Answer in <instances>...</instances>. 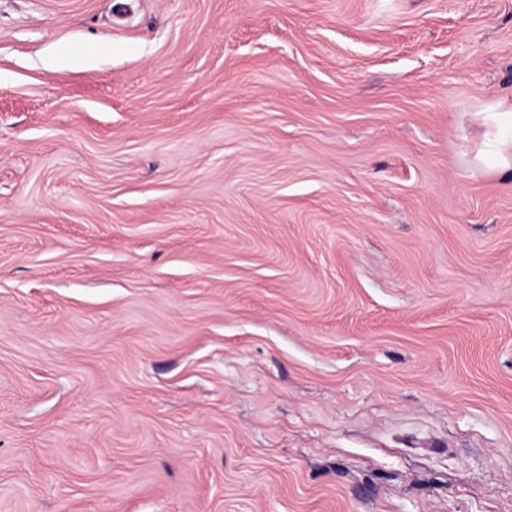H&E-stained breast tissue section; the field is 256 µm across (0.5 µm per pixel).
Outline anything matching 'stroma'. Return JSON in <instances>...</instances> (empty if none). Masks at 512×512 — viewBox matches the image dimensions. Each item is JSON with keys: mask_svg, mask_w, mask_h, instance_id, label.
I'll use <instances>...</instances> for the list:
<instances>
[{"mask_svg": "<svg viewBox=\"0 0 512 512\" xmlns=\"http://www.w3.org/2000/svg\"><path fill=\"white\" fill-rule=\"evenodd\" d=\"M512 0H0V512H512ZM473 118L486 125H496L497 136L493 145L495 168L512 177V102L498 100L487 104L474 112Z\"/></svg>", "mask_w": 512, "mask_h": 512, "instance_id": "35a3bbf8", "label": "stroma"}]
</instances>
